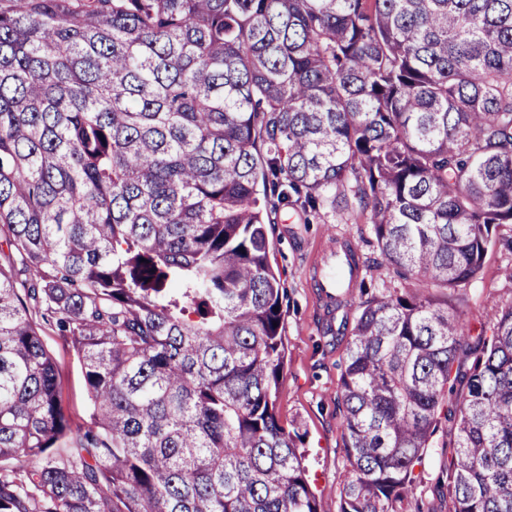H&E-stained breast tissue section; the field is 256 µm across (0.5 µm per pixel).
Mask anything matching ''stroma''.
Returning <instances> with one entry per match:
<instances>
[{
	"label": "stroma",
	"instance_id": "obj_1",
	"mask_svg": "<svg viewBox=\"0 0 512 512\" xmlns=\"http://www.w3.org/2000/svg\"><path fill=\"white\" fill-rule=\"evenodd\" d=\"M267 234L270 262L281 270L285 288L282 336L288 358L277 387V416L284 426H298L297 448L309 485L324 507L339 512L347 470L340 392L347 341L335 336V328L354 321L366 296L397 288L448 302L464 315L471 334L489 331L492 317L512 305V224L495 229L480 276L453 291L400 278L383 263L367 216L357 209L335 213L323 207L308 222L295 210H282L268 225ZM332 239L354 246L362 260L360 276L365 285L350 288L347 305L331 313L314 286V274ZM40 334L57 364L64 412L72 430H79L89 417L81 365L55 327L44 326ZM444 440L443 433H436L426 449L404 512H415L420 503L429 512H448V494L443 490L448 465Z\"/></svg>",
	"mask_w": 512,
	"mask_h": 512
}]
</instances>
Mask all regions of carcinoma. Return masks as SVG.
I'll list each match as a JSON object with an SVG mask.
<instances>
[{"label": "carcinoma", "mask_w": 512, "mask_h": 512, "mask_svg": "<svg viewBox=\"0 0 512 512\" xmlns=\"http://www.w3.org/2000/svg\"><path fill=\"white\" fill-rule=\"evenodd\" d=\"M462 288L512 224V0H0V512H323L275 411L280 207ZM77 356L71 433L36 318ZM340 512H512V305H359ZM23 460L18 472L5 467ZM449 440L440 429L432 439L430 448L425 451L424 465L415 470L416 483L408 495V501L403 505L404 512H415L416 503L424 504L426 512H448V488L446 468L450 448H442L443 442ZM437 485L442 486L443 492H433Z\"/></svg>", "instance_id": "cac0c4a2"}]
</instances>
